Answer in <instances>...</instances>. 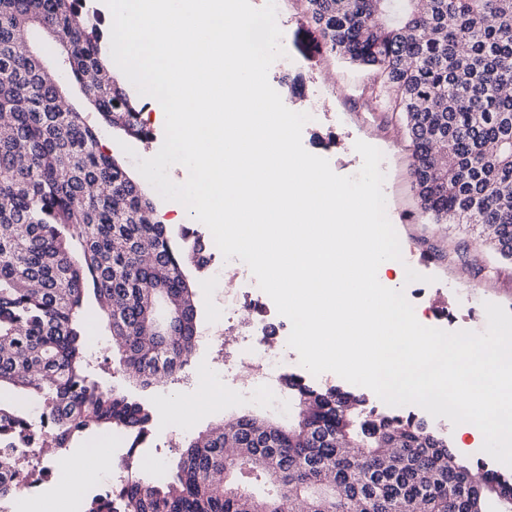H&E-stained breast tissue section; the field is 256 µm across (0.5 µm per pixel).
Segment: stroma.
Wrapping results in <instances>:
<instances>
[{"instance_id":"1","label":"stroma","mask_w":512,"mask_h":512,"mask_svg":"<svg viewBox=\"0 0 512 512\" xmlns=\"http://www.w3.org/2000/svg\"><path fill=\"white\" fill-rule=\"evenodd\" d=\"M277 24L286 55L272 64L269 82L290 110L302 112L313 108L321 114L317 125L302 131L305 150L326 158L332 170L342 176L357 175L362 166L356 141L367 142L384 155L379 168L385 175L382 190L388 218L395 226L404 259L412 262L417 275L413 283L403 274L391 275V288L404 290L421 324L447 331H484V305L488 302L512 312V261L497 254L478 229L465 224H436L422 212L412 183L409 140L403 129L391 122L383 99L370 96L372 72L315 48L313 27L303 0H281ZM332 72L337 75L333 82L328 79ZM140 102L144 106L142 120L153 134L149 142H140L109 127L101 133L104 150L122 159L131 172L136 169V156L158 152L164 139V125L156 119L160 104L147 96L141 97ZM128 146L134 149V156L125 155ZM189 277L198 286L195 303L201 341L178 380L151 388L144 395L154 413L145 441L153 454L137 458L136 463L154 477L167 473L185 438L208 426L247 412L285 424L297 413L285 385L267 392H236L225 381L227 370L256 380L262 375L261 368L254 363L233 366L224 362L210 342L211 336L220 334L233 343L241 334L236 322L225 318V306L250 310L258 301L266 300V293L247 294L240 276L230 270L219 281L212 280L207 267L190 269ZM85 330L90 338L94 377L106 387L125 386L124 377L102 351L111 338L101 327L96 305L86 309ZM205 367L212 371L206 379L200 376ZM167 401L188 406L189 415L165 413L162 405ZM104 477L101 471L72 472L74 492L63 503L52 496L54 480H46L26 505L29 512H77Z\"/></svg>"}]
</instances>
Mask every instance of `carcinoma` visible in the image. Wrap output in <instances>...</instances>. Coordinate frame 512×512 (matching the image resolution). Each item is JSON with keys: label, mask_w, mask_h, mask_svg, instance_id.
Listing matches in <instances>:
<instances>
[{"label": "carcinoma", "mask_w": 512, "mask_h": 512, "mask_svg": "<svg viewBox=\"0 0 512 512\" xmlns=\"http://www.w3.org/2000/svg\"><path fill=\"white\" fill-rule=\"evenodd\" d=\"M325 50L370 69L404 127L423 212L481 228L512 260V0H304ZM41 30L109 127L147 140L143 107L112 73L110 42L86 0H0V497L35 482L15 448H70L122 429L137 447L151 408L92 378L84 304L102 313L114 360L147 389L175 378L198 341L184 268L207 264L189 231L175 240L149 219L150 198L103 150L98 126L45 80L24 49ZM299 419L256 415L188 439L176 466L95 495L84 512H507L512 481L470 478L448 441L422 420L365 408L338 387L285 380ZM38 409L33 418L24 403ZM277 480L265 499L255 483Z\"/></svg>", "instance_id": "1"}]
</instances>
